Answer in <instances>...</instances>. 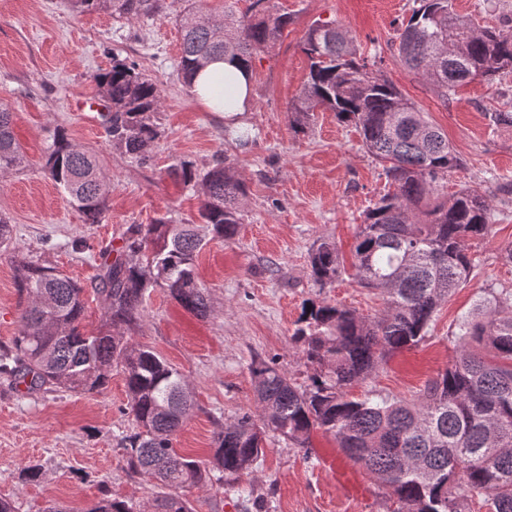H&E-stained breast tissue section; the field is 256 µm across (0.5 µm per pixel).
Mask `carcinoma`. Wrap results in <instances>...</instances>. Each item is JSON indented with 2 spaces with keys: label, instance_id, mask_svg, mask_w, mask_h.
I'll list each match as a JSON object with an SVG mask.
<instances>
[{
  "label": "carcinoma",
  "instance_id": "1",
  "mask_svg": "<svg viewBox=\"0 0 512 512\" xmlns=\"http://www.w3.org/2000/svg\"><path fill=\"white\" fill-rule=\"evenodd\" d=\"M219 25L191 7L180 18L178 71L187 85L206 63L226 54L247 68L271 48L292 23L275 13L270 0H251L237 13L227 0ZM402 22L395 51L409 72L425 79L443 99L476 78L492 79L512 69V29L480 27L457 13L454 0H416ZM80 11L105 9L116 18L161 15L166 0H72ZM303 52L310 65L293 105L303 128L322 108L352 121L367 153L383 163L394 191L365 213L358 227L352 277L385 298L386 309L363 317L339 305L313 304L292 340L310 384L297 385L278 368L252 362L256 413L245 412L217 434L210 459L177 453L173 439L193 407L188 384L176 368L147 345L133 342L119 327L134 325L148 289L162 286L184 309L207 314V291L199 282L196 257L210 241L233 238L242 223L244 181L229 163L216 160L201 173L190 161L168 174L201 188L199 224H130L116 256L104 253L91 290L104 309V330L83 332L86 289L72 278L24 262L17 267L23 307L12 343L0 348V377L28 393L66 389L100 391L112 368L125 375L130 413L139 431L128 437V469L158 484L183 489L205 485L213 470L234 485L253 471L273 431L299 448L321 429L372 480L389 491L397 512H471L477 500L488 512H512V291L484 288L472 311L452 331L455 360L429 379L416 399L384 398L371 390L349 397L348 388L368 379L384 358L417 346L438 308L470 280L474 263L466 242L490 233L491 198L463 187L439 195L448 172L461 160L447 137L391 82L374 73L345 30L334 22L313 23ZM97 81L111 106L105 124L113 145L140 163L160 135L154 115L161 98L156 84L136 65L116 63ZM13 112L0 103V173L24 163ZM50 179L89 224L107 211L110 183L94 154L58 129L47 147ZM310 278L325 288L346 268L336 243L322 240L311 253ZM478 345L488 353L473 350ZM154 512H192L181 495L153 500ZM88 512H136L124 500L101 498Z\"/></svg>",
  "mask_w": 512,
  "mask_h": 512
}]
</instances>
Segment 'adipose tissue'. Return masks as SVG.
Segmentation results:
<instances>
[{"label": "adipose tissue", "instance_id": "1", "mask_svg": "<svg viewBox=\"0 0 512 512\" xmlns=\"http://www.w3.org/2000/svg\"><path fill=\"white\" fill-rule=\"evenodd\" d=\"M218 79L228 81L233 88L234 102L231 106L217 105L209 96L211 83ZM251 83V71L236 58L227 55L211 62L197 74L193 92L207 111L229 121L237 114L250 111L252 105Z\"/></svg>", "mask_w": 512, "mask_h": 512}]
</instances>
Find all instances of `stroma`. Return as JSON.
<instances>
[{
	"label": "stroma",
	"mask_w": 512,
	"mask_h": 512,
	"mask_svg": "<svg viewBox=\"0 0 512 512\" xmlns=\"http://www.w3.org/2000/svg\"><path fill=\"white\" fill-rule=\"evenodd\" d=\"M414 0H271L293 22L274 47L253 61L252 111L237 126L256 139L240 147L225 138L228 123L206 112L177 72L184 0H168L162 15L125 20L105 11L78 12L69 0H0V102L10 106L25 163L0 174V215L12 240L0 252V347L19 328L16 262L27 260L88 285L101 255L120 246L128 225L164 217L178 224L198 219L196 188L167 176L179 159L197 170L227 158L247 185L243 222L236 235L209 242L197 258L210 309L195 316L167 289L150 290L128 334L154 348L185 377L194 407L174 442L179 453L207 459L224 423L255 411L252 361L276 363L296 384L309 375L291 336L305 307L338 304L364 316L384 308L380 295L343 278L316 286L309 255L321 240L336 241L350 257L366 210L387 192L382 165L368 155L354 123L316 110L295 132L290 108L309 72L302 43L312 23L342 24L360 52L374 58L391 81L448 137L464 162L448 175V191L482 187L492 198L491 232L468 241L471 279L443 303L418 347L382 362L362 385L351 388L413 399L425 382L455 356L451 333L471 311L480 289H512V264L501 245L512 242V129L491 128L488 112L512 108V72L477 79L441 99L432 86L395 58L396 29ZM133 62L156 83L162 107L161 135L140 164L118 150L105 130L109 103L99 74L114 62ZM97 155L111 183L103 223H86L44 171L46 147L57 129ZM136 430L125 377L113 370L105 389L26 393L0 382V497L16 512H88L110 496L144 506L162 489L132 474L121 440ZM265 454L239 480L240 492L219 483L192 489L194 512H396L398 503L367 472L350 462L322 431L310 448L267 433ZM29 464L42 467L38 481L21 478Z\"/></svg>",
	"instance_id": "obj_1"
}]
</instances>
